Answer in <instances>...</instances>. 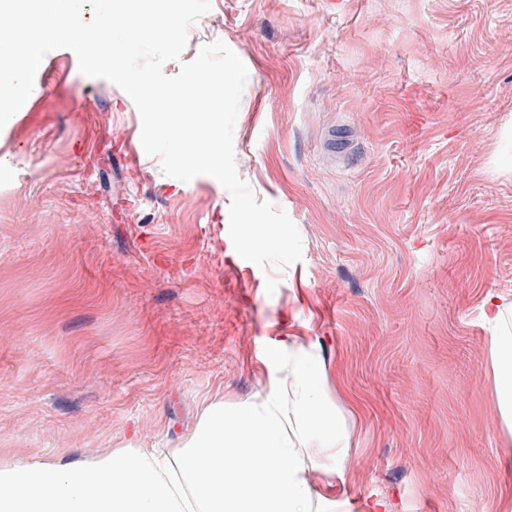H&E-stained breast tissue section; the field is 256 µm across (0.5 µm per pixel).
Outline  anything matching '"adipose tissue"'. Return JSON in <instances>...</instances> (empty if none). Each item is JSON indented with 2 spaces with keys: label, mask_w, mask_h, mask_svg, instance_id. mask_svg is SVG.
I'll return each mask as SVG.
<instances>
[{
  "label": "adipose tissue",
  "mask_w": 512,
  "mask_h": 512,
  "mask_svg": "<svg viewBox=\"0 0 512 512\" xmlns=\"http://www.w3.org/2000/svg\"><path fill=\"white\" fill-rule=\"evenodd\" d=\"M483 318L494 404L512 437V297L488 294ZM269 360L284 364L287 385L231 412L210 402L173 453L113 448L0 464V512H313L310 477L344 456L347 436L308 347L292 343Z\"/></svg>",
  "instance_id": "obj_1"
}]
</instances>
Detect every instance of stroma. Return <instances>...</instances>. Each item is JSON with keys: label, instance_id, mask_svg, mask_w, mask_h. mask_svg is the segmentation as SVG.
I'll list each match as a JSON object with an SVG mask.
<instances>
[{"label": "stroma", "instance_id": "stroma-1", "mask_svg": "<svg viewBox=\"0 0 512 512\" xmlns=\"http://www.w3.org/2000/svg\"><path fill=\"white\" fill-rule=\"evenodd\" d=\"M216 40L247 68L237 172L301 261L228 262L227 190L163 174L74 52L42 62L0 128V462L178 448L296 341L349 440L352 512H501L481 306L512 295V0H212L180 62Z\"/></svg>", "mask_w": 512, "mask_h": 512}]
</instances>
